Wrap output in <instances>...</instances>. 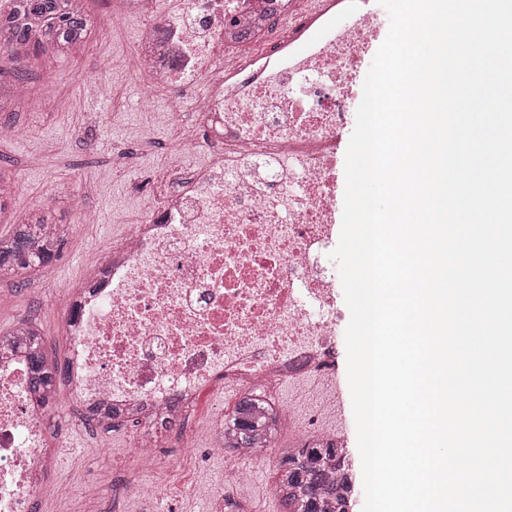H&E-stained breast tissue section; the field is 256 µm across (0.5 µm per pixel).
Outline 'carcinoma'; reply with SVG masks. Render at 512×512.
Segmentation results:
<instances>
[{"label": "carcinoma", "instance_id": "cac0c4a2", "mask_svg": "<svg viewBox=\"0 0 512 512\" xmlns=\"http://www.w3.org/2000/svg\"><path fill=\"white\" fill-rule=\"evenodd\" d=\"M8 11L0 7V48L14 59L28 56L49 45L63 55L72 53L92 34L95 22L82 8L70 10L66 0H5ZM14 86L0 81V112H14ZM55 220L50 208L30 213L27 221L12 223L8 237L0 236V281H22L26 273L58 259L62 238L50 232ZM25 351L30 364L29 384L42 395L53 398L58 362L48 360L41 331L27 323ZM271 429V421L258 414L251 395L239 398L233 412V427L228 431L226 448H251L257 437ZM339 449L308 440L295 448V454L281 458L275 494L284 512H350L354 488L348 477L336 473Z\"/></svg>", "mask_w": 512, "mask_h": 512}]
</instances>
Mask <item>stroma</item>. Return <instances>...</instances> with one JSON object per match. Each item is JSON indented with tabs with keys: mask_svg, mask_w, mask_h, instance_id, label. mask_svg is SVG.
<instances>
[{
	"mask_svg": "<svg viewBox=\"0 0 512 512\" xmlns=\"http://www.w3.org/2000/svg\"><path fill=\"white\" fill-rule=\"evenodd\" d=\"M115 0H87V9L99 21L94 38L71 54L59 57L52 51L30 56L16 64L0 50V71L9 73L23 67L34 93L55 92L59 107L53 112L31 108L23 112H0V167L19 178L17 194L8 200L9 211H30L53 206L71 231L58 260L31 272L24 284L0 282V331L19 322L38 325L49 357H64L67 341L63 326L67 320L69 295L86 286L91 278L88 255L107 260L113 242L121 239L122 225L113 223L112 212L123 209L137 219L144 208L143 198L130 191L132 184L162 174L173 165L164 144L163 128H156L158 149L139 155L136 165L120 170L107 185H100L97 172L112 163L138 142L137 128L150 124V117L135 112L134 66L137 30L135 23L112 27ZM110 83L114 93L101 103L83 91L88 78ZM339 383V418L348 440L354 477H361V457L347 377L345 342L336 346ZM239 391L234 386L216 384L206 400L190 412L184 440L189 447L177 467H169L165 456L145 459L142 469L154 473L156 481L144 486L132 498L124 497L123 480L131 477V458L137 443V429L125 423L109 430L92 431L77 423L64 386H57L50 415L58 432L67 434L73 452L59 458V492L54 499L38 501L36 512H200L210 498L205 491H192L199 471L219 475L224 460L207 455L204 428L214 416L229 409ZM278 461L267 458L252 477L239 482L224 494L223 512H282L273 485Z\"/></svg>",
	"mask_w": 512,
	"mask_h": 512,
	"instance_id": "stroma-1",
	"label": "stroma"
}]
</instances>
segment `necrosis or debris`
Returning <instances> with one entry per match:
<instances>
[{
	"mask_svg": "<svg viewBox=\"0 0 512 512\" xmlns=\"http://www.w3.org/2000/svg\"><path fill=\"white\" fill-rule=\"evenodd\" d=\"M117 4L139 23L140 110L164 95L174 146L211 159L173 172L69 302L68 397L138 422L137 465L216 382L272 395L335 371L336 167L381 19L370 0ZM28 376L22 347L0 353V512L54 495L70 450Z\"/></svg>",
	"mask_w": 512,
	"mask_h": 512,
	"instance_id": "necrosis-or-debris-1",
	"label": "necrosis or debris"
}]
</instances>
